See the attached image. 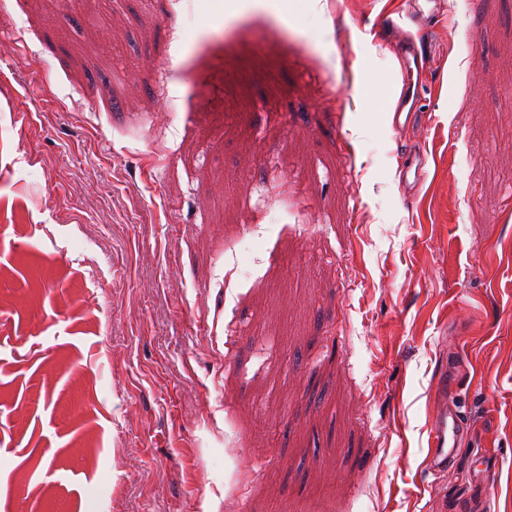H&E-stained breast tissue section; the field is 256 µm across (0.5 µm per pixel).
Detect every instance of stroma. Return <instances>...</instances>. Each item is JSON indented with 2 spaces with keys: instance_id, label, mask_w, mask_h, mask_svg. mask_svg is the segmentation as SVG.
I'll use <instances>...</instances> for the list:
<instances>
[{
  "instance_id": "obj_1",
  "label": "stroma",
  "mask_w": 512,
  "mask_h": 512,
  "mask_svg": "<svg viewBox=\"0 0 512 512\" xmlns=\"http://www.w3.org/2000/svg\"><path fill=\"white\" fill-rule=\"evenodd\" d=\"M447 8L0 0V512H512V0ZM435 407L432 414L427 469L434 473L448 469L454 455L458 437L464 431L463 414L459 405L458 382L448 385V366L441 365L439 385L434 394Z\"/></svg>"
}]
</instances>
